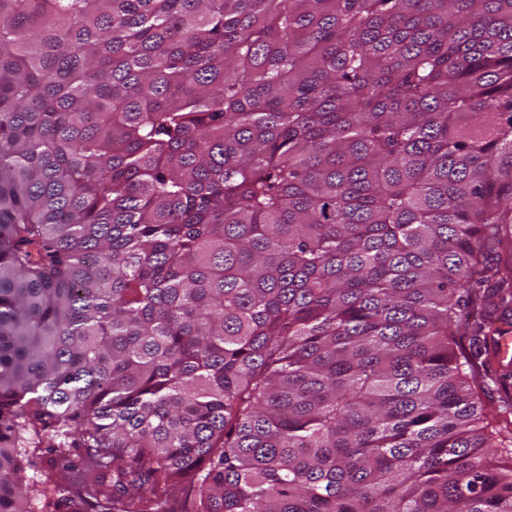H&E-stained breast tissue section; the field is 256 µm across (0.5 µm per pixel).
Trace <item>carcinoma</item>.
I'll use <instances>...</instances> for the list:
<instances>
[{"instance_id":"carcinoma-1","label":"carcinoma","mask_w":512,"mask_h":512,"mask_svg":"<svg viewBox=\"0 0 512 512\" xmlns=\"http://www.w3.org/2000/svg\"><path fill=\"white\" fill-rule=\"evenodd\" d=\"M511 306L512 0H0V512H512Z\"/></svg>"}]
</instances>
